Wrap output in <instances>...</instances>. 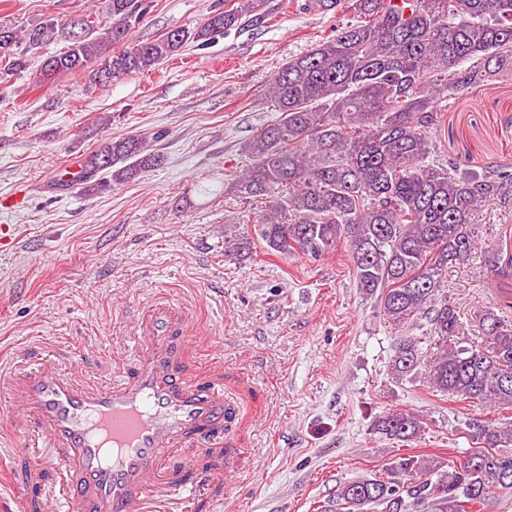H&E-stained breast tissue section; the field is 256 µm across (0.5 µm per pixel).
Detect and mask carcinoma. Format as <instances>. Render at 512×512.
I'll list each match as a JSON object with an SVG mask.
<instances>
[{
	"label": "carcinoma",
	"instance_id": "carcinoma-1",
	"mask_svg": "<svg viewBox=\"0 0 512 512\" xmlns=\"http://www.w3.org/2000/svg\"><path fill=\"white\" fill-rule=\"evenodd\" d=\"M311 7L351 14L333 34L288 59L269 79L266 98L278 116L245 140L246 169L224 175L220 193L243 200L274 194L254 235L277 256L313 260L344 244L356 285L376 300L395 336L389 366L395 379H424L443 393L485 406L512 409V293L478 313L481 335H461V319L440 293L448 265L477 250L469 224L491 200L512 199V162H489L458 172L437 148L441 100L512 76V0H309ZM264 0L218 7L203 24L172 29L151 41L132 38L148 0H106L109 22L92 14L73 23L53 19L26 29L0 25V54L10 70L30 65L27 52L58 39L65 49L44 58L35 83L61 74L106 87L149 71L191 44L262 16ZM161 163L138 135L105 138L79 160L78 181L90 192L123 184ZM110 175L111 181L104 180ZM500 282L512 280V239L486 256ZM427 320L431 336H416ZM444 347L425 359L434 336ZM375 433L410 441L422 421L403 410L379 416ZM462 432L473 447L463 459L443 462L411 455L386 476L358 478L336 488V512H481L490 490L512 491L509 428L471 418Z\"/></svg>",
	"mask_w": 512,
	"mask_h": 512
}]
</instances>
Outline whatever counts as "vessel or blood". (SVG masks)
I'll return each instance as SVG.
<instances>
[{"label": "vessel or blood", "instance_id": "obj_1", "mask_svg": "<svg viewBox=\"0 0 512 512\" xmlns=\"http://www.w3.org/2000/svg\"><path fill=\"white\" fill-rule=\"evenodd\" d=\"M190 318L164 298L146 310L132 367L110 386L42 356L20 374L0 371L26 435L6 447L16 512H182L201 483H220L238 448L225 432L239 418L222 377L183 365Z\"/></svg>", "mask_w": 512, "mask_h": 512}]
</instances>
